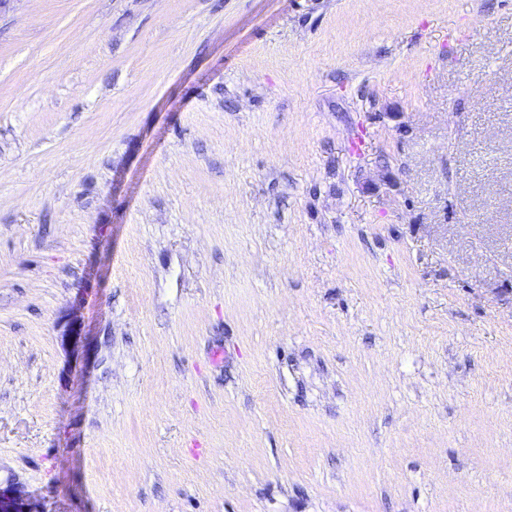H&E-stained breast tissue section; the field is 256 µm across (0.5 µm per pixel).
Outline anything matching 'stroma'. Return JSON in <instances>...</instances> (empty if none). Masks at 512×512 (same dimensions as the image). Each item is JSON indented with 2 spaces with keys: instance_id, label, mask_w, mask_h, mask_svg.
<instances>
[{
  "instance_id": "obj_1",
  "label": "stroma",
  "mask_w": 512,
  "mask_h": 512,
  "mask_svg": "<svg viewBox=\"0 0 512 512\" xmlns=\"http://www.w3.org/2000/svg\"><path fill=\"white\" fill-rule=\"evenodd\" d=\"M12 481L512 512V0H0Z\"/></svg>"
}]
</instances>
